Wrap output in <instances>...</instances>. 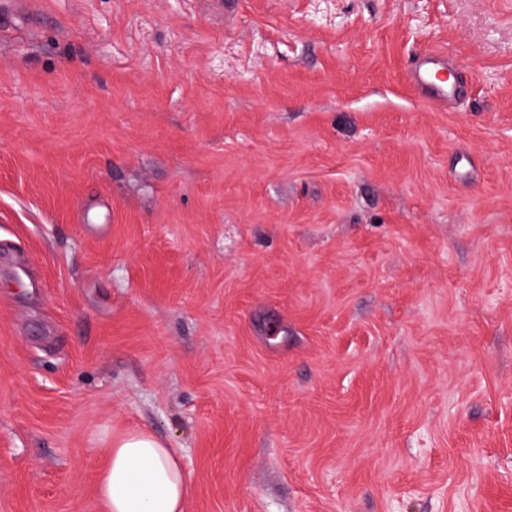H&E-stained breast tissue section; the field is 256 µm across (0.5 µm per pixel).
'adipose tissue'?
Here are the masks:
<instances>
[{
	"label": "adipose tissue",
	"instance_id": "1",
	"mask_svg": "<svg viewBox=\"0 0 512 512\" xmlns=\"http://www.w3.org/2000/svg\"><path fill=\"white\" fill-rule=\"evenodd\" d=\"M98 494L107 512H185L189 481L173 449L133 431L113 439Z\"/></svg>",
	"mask_w": 512,
	"mask_h": 512
}]
</instances>
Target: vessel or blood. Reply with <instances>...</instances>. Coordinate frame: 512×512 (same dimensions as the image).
I'll use <instances>...</instances> for the list:
<instances>
[{"mask_svg":"<svg viewBox=\"0 0 512 512\" xmlns=\"http://www.w3.org/2000/svg\"><path fill=\"white\" fill-rule=\"evenodd\" d=\"M407 77L422 99L434 105H448L460 90L457 77L448 72L445 54L435 50L415 54Z\"/></svg>","mask_w":512,"mask_h":512,"instance_id":"vessel-or-blood-1","label":"vessel or blood"}]
</instances>
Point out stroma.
Wrapping results in <instances>:
<instances>
[{"mask_svg": "<svg viewBox=\"0 0 512 512\" xmlns=\"http://www.w3.org/2000/svg\"><path fill=\"white\" fill-rule=\"evenodd\" d=\"M14 2L0 512H512V0ZM407 77L422 99L434 105L448 106L460 91L457 77L448 72L447 57L439 51L415 54L408 63ZM98 494L107 512H185L189 481L173 449L133 431L112 440Z\"/></svg>", "mask_w": 512, "mask_h": 512, "instance_id": "stroma-1", "label": "stroma"}]
</instances>
